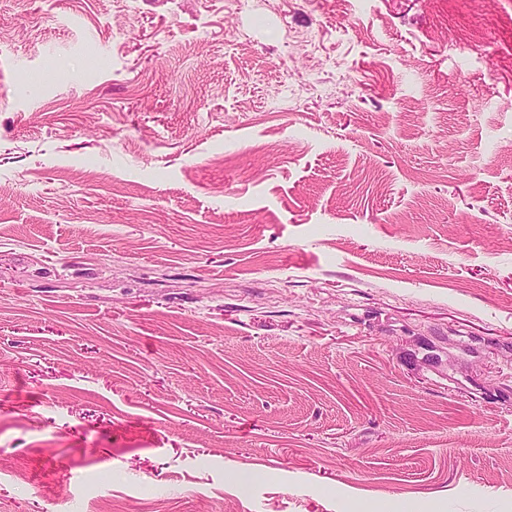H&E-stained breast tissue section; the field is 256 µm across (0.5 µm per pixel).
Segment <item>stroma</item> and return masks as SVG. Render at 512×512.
<instances>
[{"label": "stroma", "mask_w": 512, "mask_h": 512, "mask_svg": "<svg viewBox=\"0 0 512 512\" xmlns=\"http://www.w3.org/2000/svg\"><path fill=\"white\" fill-rule=\"evenodd\" d=\"M0 512H512V0H0Z\"/></svg>", "instance_id": "1"}]
</instances>
